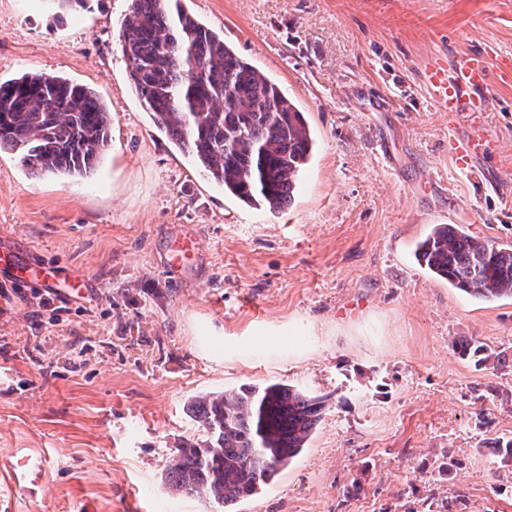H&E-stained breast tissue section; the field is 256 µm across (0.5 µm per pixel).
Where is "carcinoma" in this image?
I'll return each mask as SVG.
<instances>
[{"mask_svg": "<svg viewBox=\"0 0 512 512\" xmlns=\"http://www.w3.org/2000/svg\"><path fill=\"white\" fill-rule=\"evenodd\" d=\"M179 2L130 0L119 34L128 80L154 124L224 193L279 211L311 155L304 113ZM110 130L111 109L84 85L32 72L0 81V151L15 153L34 175L91 173ZM414 256L477 300L512 297V246L436 224ZM324 405V397L282 382L195 397L188 414L206 439L177 448L169 487L234 512L306 447Z\"/></svg>", "mask_w": 512, "mask_h": 512, "instance_id": "1", "label": "carcinoma"}]
</instances>
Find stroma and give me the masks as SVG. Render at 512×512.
<instances>
[{"label":"stroma","instance_id":"stroma-1","mask_svg":"<svg viewBox=\"0 0 512 512\" xmlns=\"http://www.w3.org/2000/svg\"><path fill=\"white\" fill-rule=\"evenodd\" d=\"M129 0L56 22L0 0V81L25 72L112 110L93 174L36 177L0 152V244L82 275L57 296L0 270V512H223L169 489L203 440L198 395L285 382L326 396L304 451L236 512H512V299L481 302L414 257L435 224L512 246V84L491 81L490 150L458 171L466 117L427 61L512 56V0H181L304 112L290 206L250 208L152 121L126 74ZM195 238L198 262L169 264ZM490 359L461 356V340ZM360 490L345 496L351 484Z\"/></svg>","mask_w":512,"mask_h":512}]
</instances>
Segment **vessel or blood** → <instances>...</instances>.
Returning <instances> with one entry per match:
<instances>
[{"instance_id": "1", "label": "vessel or blood", "mask_w": 512, "mask_h": 512, "mask_svg": "<svg viewBox=\"0 0 512 512\" xmlns=\"http://www.w3.org/2000/svg\"><path fill=\"white\" fill-rule=\"evenodd\" d=\"M490 78L486 57L481 53L466 55L452 68L439 59L427 62L424 67L425 84L440 112L467 115L485 111V90ZM489 148L484 127L475 122L466 136L451 141L450 154L457 168L469 172ZM0 266L10 269L19 285L51 288L57 282L56 267L19 259L8 249L0 248Z\"/></svg>"}]
</instances>
